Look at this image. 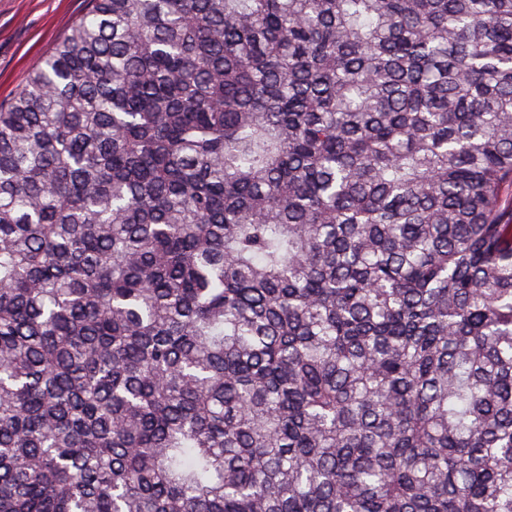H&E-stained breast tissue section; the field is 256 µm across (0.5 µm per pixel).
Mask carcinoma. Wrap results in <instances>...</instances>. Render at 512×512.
Segmentation results:
<instances>
[{
  "mask_svg": "<svg viewBox=\"0 0 512 512\" xmlns=\"http://www.w3.org/2000/svg\"><path fill=\"white\" fill-rule=\"evenodd\" d=\"M0 512H512V0H92L0 105Z\"/></svg>",
  "mask_w": 512,
  "mask_h": 512,
  "instance_id": "obj_1",
  "label": "carcinoma"
}]
</instances>
